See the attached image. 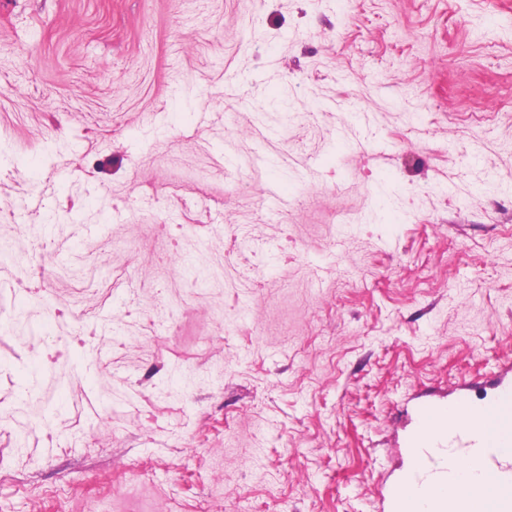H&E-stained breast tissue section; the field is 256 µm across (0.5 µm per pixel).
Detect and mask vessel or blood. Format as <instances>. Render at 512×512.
Masks as SVG:
<instances>
[{"label": "vessel or blood", "instance_id": "1", "mask_svg": "<svg viewBox=\"0 0 512 512\" xmlns=\"http://www.w3.org/2000/svg\"><path fill=\"white\" fill-rule=\"evenodd\" d=\"M487 384L492 397L480 404L460 387L448 401L414 406L403 443L408 467L388 490V512H413L420 499L427 512H440L429 492L448 487L456 512H512V363ZM462 458L474 474L467 483L459 478Z\"/></svg>", "mask_w": 512, "mask_h": 512}]
</instances>
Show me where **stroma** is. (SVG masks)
<instances>
[{
    "label": "stroma",
    "mask_w": 512,
    "mask_h": 512,
    "mask_svg": "<svg viewBox=\"0 0 512 512\" xmlns=\"http://www.w3.org/2000/svg\"><path fill=\"white\" fill-rule=\"evenodd\" d=\"M1 246L0 512H380L512 358V0H0Z\"/></svg>",
    "instance_id": "1"
}]
</instances>
